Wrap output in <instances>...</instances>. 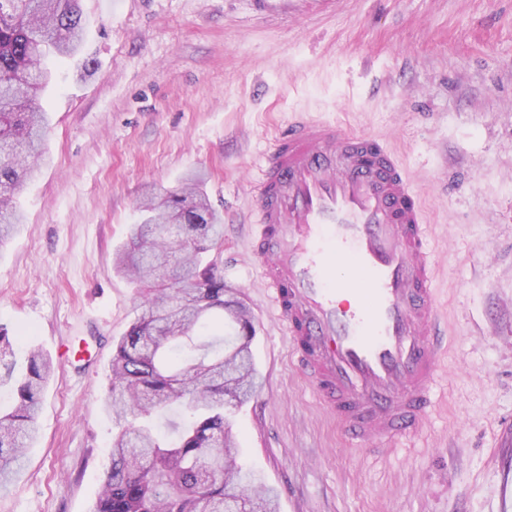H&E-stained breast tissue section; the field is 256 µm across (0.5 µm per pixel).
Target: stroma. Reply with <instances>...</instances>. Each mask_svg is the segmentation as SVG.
Here are the masks:
<instances>
[{
  "mask_svg": "<svg viewBox=\"0 0 512 512\" xmlns=\"http://www.w3.org/2000/svg\"><path fill=\"white\" fill-rule=\"evenodd\" d=\"M83 55L40 101L51 162L0 245V325L54 362L0 512H91L109 465L113 345L139 294L114 264L155 188L189 172L224 214L211 253L249 311L260 385L232 424L279 512H512V0H81ZM302 113L380 134L428 224L447 327L435 404L354 445L299 372L253 252L258 168Z\"/></svg>",
  "mask_w": 512,
  "mask_h": 512,
  "instance_id": "obj_1",
  "label": "stroma"
}]
</instances>
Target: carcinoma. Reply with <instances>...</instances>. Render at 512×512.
<instances>
[{
	"label": "carcinoma",
	"mask_w": 512,
	"mask_h": 512,
	"mask_svg": "<svg viewBox=\"0 0 512 512\" xmlns=\"http://www.w3.org/2000/svg\"><path fill=\"white\" fill-rule=\"evenodd\" d=\"M79 0H0V245L18 231L23 182L46 159L47 115L37 92L50 55L75 56L83 43ZM188 174L174 190L151 193L130 225L118 267L138 284L140 313L115 343L103 400L116 425L110 463L92 512H278V495L237 462L228 409L258 386L254 328L206 254L224 239V216ZM234 333L224 336V315ZM0 326V386L15 394L0 409V476L20 464L37 434L51 359L34 347L16 369ZM191 412L161 435L154 419L173 406Z\"/></svg>",
	"instance_id": "carcinoma-1"
}]
</instances>
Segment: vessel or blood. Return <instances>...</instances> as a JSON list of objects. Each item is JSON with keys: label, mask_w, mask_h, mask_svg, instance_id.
Returning <instances> with one entry per match:
<instances>
[{"label": "vessel or blood", "mask_w": 512, "mask_h": 512, "mask_svg": "<svg viewBox=\"0 0 512 512\" xmlns=\"http://www.w3.org/2000/svg\"><path fill=\"white\" fill-rule=\"evenodd\" d=\"M256 205L269 303L342 434L391 446L415 433L447 331L422 205L385 139L296 116Z\"/></svg>", "instance_id": "b4317fda"}]
</instances>
